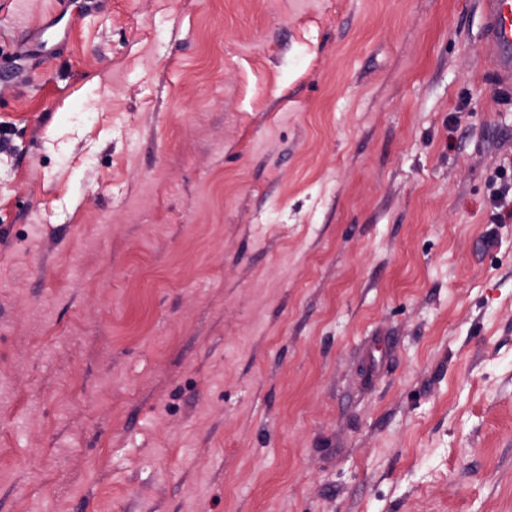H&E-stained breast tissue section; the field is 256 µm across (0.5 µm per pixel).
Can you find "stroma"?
<instances>
[{"label":"stroma","mask_w":512,"mask_h":512,"mask_svg":"<svg viewBox=\"0 0 512 512\" xmlns=\"http://www.w3.org/2000/svg\"><path fill=\"white\" fill-rule=\"evenodd\" d=\"M479 27L0 0V512H512Z\"/></svg>","instance_id":"stroma-1"}]
</instances>
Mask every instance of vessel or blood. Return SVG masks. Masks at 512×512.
I'll list each match as a JSON object with an SVG mask.
<instances>
[{"mask_svg":"<svg viewBox=\"0 0 512 512\" xmlns=\"http://www.w3.org/2000/svg\"><path fill=\"white\" fill-rule=\"evenodd\" d=\"M481 51L499 99L512 98V0H480Z\"/></svg>","mask_w":512,"mask_h":512,"instance_id":"b4317fda","label":"vessel or blood"}]
</instances>
